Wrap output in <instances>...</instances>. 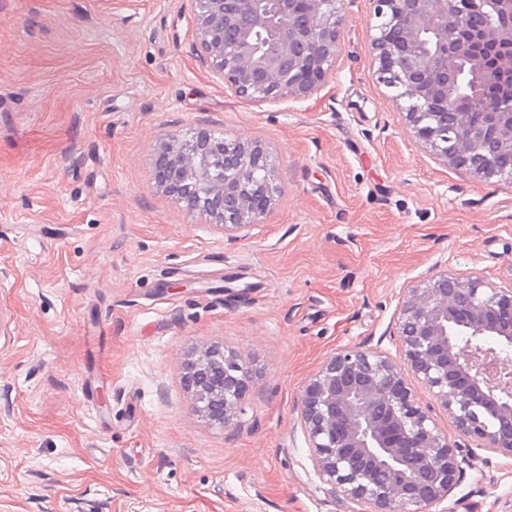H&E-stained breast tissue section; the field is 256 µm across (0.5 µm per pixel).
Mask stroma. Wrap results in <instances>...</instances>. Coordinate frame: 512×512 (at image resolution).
Instances as JSON below:
<instances>
[{"mask_svg":"<svg viewBox=\"0 0 512 512\" xmlns=\"http://www.w3.org/2000/svg\"><path fill=\"white\" fill-rule=\"evenodd\" d=\"M369 0L306 99L248 102L199 60L185 0H0V512H352L298 415L343 348L403 355L404 288L512 289V179L435 158L374 76ZM265 147L281 195L227 240L162 192L165 134ZM218 346L260 376L235 425L184 376ZM472 468L430 512H512V468Z\"/></svg>","mask_w":512,"mask_h":512,"instance_id":"35a3bbf8","label":"stroma"}]
</instances>
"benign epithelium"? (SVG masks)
Segmentation results:
<instances>
[{
    "instance_id": "benign-epithelium-1",
    "label": "benign epithelium",
    "mask_w": 512,
    "mask_h": 512,
    "mask_svg": "<svg viewBox=\"0 0 512 512\" xmlns=\"http://www.w3.org/2000/svg\"><path fill=\"white\" fill-rule=\"evenodd\" d=\"M199 58L250 101L312 95L335 70L343 0H187ZM366 30L378 82L393 92L411 132L446 164L500 177L512 155V91L488 101L482 87L512 78V0H371ZM492 21L468 32L472 14ZM468 70L484 122L454 108V74ZM211 134L163 138L158 156L192 176L182 203L237 237L260 223L280 190L253 140L224 139V183L202 169ZM404 363L380 350H342L302 393L300 424L320 481L356 512H428L448 498L470 458L448 441L409 386L425 387L457 431L512 465V289L446 273L405 289L396 317ZM259 374L223 349L186 365L204 420L227 427Z\"/></svg>"
}]
</instances>
